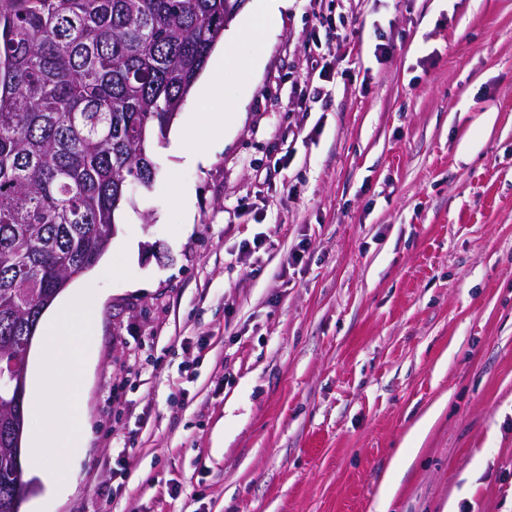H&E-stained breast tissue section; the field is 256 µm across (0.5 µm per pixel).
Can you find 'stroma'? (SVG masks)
<instances>
[{
  "label": "stroma",
  "instance_id": "35a3bbf8",
  "mask_svg": "<svg viewBox=\"0 0 512 512\" xmlns=\"http://www.w3.org/2000/svg\"><path fill=\"white\" fill-rule=\"evenodd\" d=\"M234 48L241 119L188 96L204 162L153 144L64 291L103 300L86 451L22 456V512H512V0H292Z\"/></svg>",
  "mask_w": 512,
  "mask_h": 512
}]
</instances>
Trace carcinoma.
<instances>
[{
    "instance_id": "obj_1",
    "label": "carcinoma",
    "mask_w": 512,
    "mask_h": 512,
    "mask_svg": "<svg viewBox=\"0 0 512 512\" xmlns=\"http://www.w3.org/2000/svg\"><path fill=\"white\" fill-rule=\"evenodd\" d=\"M240 0H0V348L91 270ZM0 392V512L27 485Z\"/></svg>"
}]
</instances>
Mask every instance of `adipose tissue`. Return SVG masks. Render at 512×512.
Here are the masks:
<instances>
[{
	"mask_svg": "<svg viewBox=\"0 0 512 512\" xmlns=\"http://www.w3.org/2000/svg\"><path fill=\"white\" fill-rule=\"evenodd\" d=\"M240 63L241 59L234 51H227L218 58L214 74L200 82V101L212 110L215 120L226 117L224 81L235 74ZM100 304L93 288H85L78 301L59 304L43 325L42 354L49 368L52 387L39 389L35 401L33 463L58 486L69 483L71 474L65 463L80 451L82 445L81 416L77 404L68 395V386L88 360L82 340L94 331ZM62 341L69 346V352L64 356L56 351L57 344Z\"/></svg>",
	"mask_w": 512,
	"mask_h": 512,
	"instance_id": "ef3b65f1",
	"label": "adipose tissue"
}]
</instances>
